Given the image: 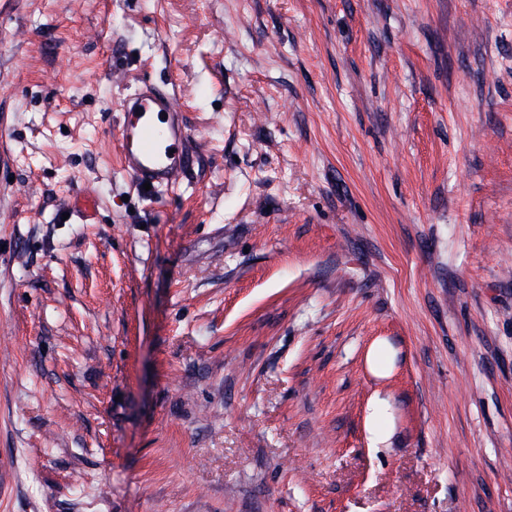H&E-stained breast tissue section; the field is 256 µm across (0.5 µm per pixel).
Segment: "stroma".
<instances>
[{
  "label": "stroma",
  "instance_id": "1",
  "mask_svg": "<svg viewBox=\"0 0 512 512\" xmlns=\"http://www.w3.org/2000/svg\"><path fill=\"white\" fill-rule=\"evenodd\" d=\"M0 512H512V0H0ZM119 130L122 169L145 195L180 180L189 162L190 135L175 94L141 81L121 101ZM97 211L96 199L88 192L83 193L71 205L68 220H75L81 224L94 223ZM392 349L384 340L372 344L366 356L367 366L372 374L387 377L392 368ZM367 429L373 444L383 443L388 439L386 400L374 397L368 408Z\"/></svg>",
  "mask_w": 512,
  "mask_h": 512
}]
</instances>
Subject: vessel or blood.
Returning a JSON list of instances; mask_svg holds the SVG:
<instances>
[{
	"label": "vessel or blood",
	"instance_id": "b4317fda",
	"mask_svg": "<svg viewBox=\"0 0 512 512\" xmlns=\"http://www.w3.org/2000/svg\"><path fill=\"white\" fill-rule=\"evenodd\" d=\"M119 151L123 171L136 186L159 189L177 183L190 151V135L176 96L143 81L120 104ZM97 211L88 193L74 200L69 217L91 223Z\"/></svg>",
	"mask_w": 512,
	"mask_h": 512
}]
</instances>
